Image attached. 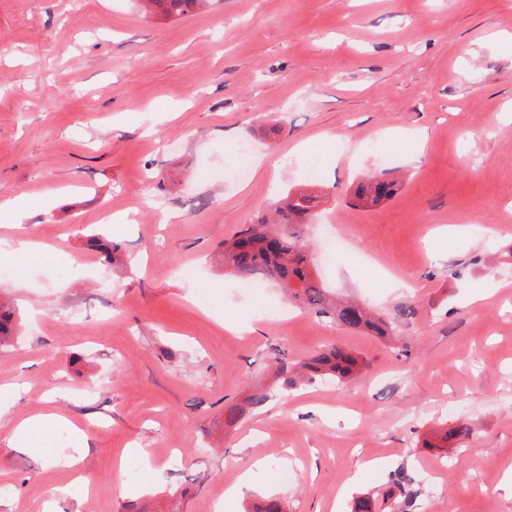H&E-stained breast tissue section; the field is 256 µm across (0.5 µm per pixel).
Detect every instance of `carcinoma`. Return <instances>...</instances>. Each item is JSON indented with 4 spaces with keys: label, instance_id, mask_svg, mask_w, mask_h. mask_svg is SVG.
Listing matches in <instances>:
<instances>
[{
    "label": "carcinoma",
    "instance_id": "1",
    "mask_svg": "<svg viewBox=\"0 0 512 512\" xmlns=\"http://www.w3.org/2000/svg\"><path fill=\"white\" fill-rule=\"evenodd\" d=\"M206 0H142L146 15L186 16L204 6ZM381 174L370 172L356 184L352 205L372 207L395 195L400 181L392 177L386 182ZM316 197L304 192L284 193L271 209L263 211L256 222L247 224L231 239L220 243V259L224 268L243 281L257 277L271 278L288 292V299L302 305L322 320L350 330L386 338L393 332L392 323L371 309L354 302H340L330 297L323 282L311 270L312 253L304 240V227L312 223ZM88 246L101 254L104 262L113 264L120 257L122 244L93 237ZM20 330L15 310L0 301V346L10 343ZM358 358L337 347L327 348L304 361L277 360L276 376L287 387L318 380L343 383L360 369ZM269 394L257 391L241 402L224 405V421L229 427L241 423L248 413L264 406Z\"/></svg>",
    "mask_w": 512,
    "mask_h": 512
}]
</instances>
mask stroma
<instances>
[{
    "mask_svg": "<svg viewBox=\"0 0 512 512\" xmlns=\"http://www.w3.org/2000/svg\"><path fill=\"white\" fill-rule=\"evenodd\" d=\"M365 170L400 193L352 206ZM288 188L318 198L309 240L328 224L344 245L314 272L391 339L225 275L218 242ZM19 196L31 212L0 220V299L25 324L0 347V512H351L363 495L512 512V0H207L183 18L0 0V202ZM328 345L356 378L277 381L279 354ZM257 390L267 404L226 426L225 399ZM28 417L40 429L13 434ZM460 422L468 443L444 441ZM82 431L79 471L56 465ZM422 468L434 481L400 496L395 474Z\"/></svg>",
    "mask_w": 512,
    "mask_h": 512,
    "instance_id": "35a3bbf8",
    "label": "stroma"
}]
</instances>
